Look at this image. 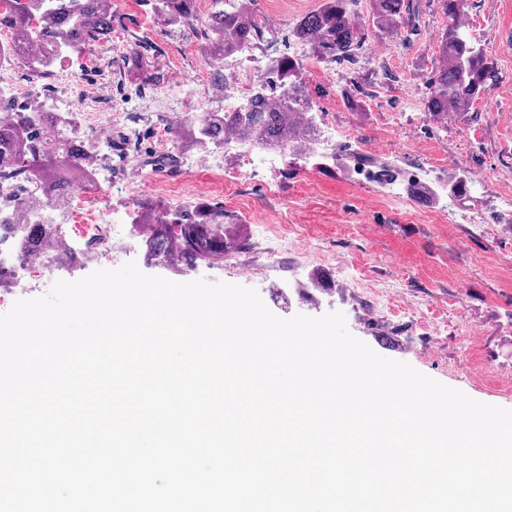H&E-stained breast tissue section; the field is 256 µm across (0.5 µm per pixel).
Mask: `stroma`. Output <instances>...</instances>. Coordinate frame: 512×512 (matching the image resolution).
I'll return each mask as SVG.
<instances>
[{
  "instance_id": "obj_1",
  "label": "stroma",
  "mask_w": 512,
  "mask_h": 512,
  "mask_svg": "<svg viewBox=\"0 0 512 512\" xmlns=\"http://www.w3.org/2000/svg\"><path fill=\"white\" fill-rule=\"evenodd\" d=\"M411 2L413 32L378 33L369 0H351L373 52L339 63L293 35L322 0H229L267 21L253 53L303 61L319 129L341 127L354 137L343 154L316 145L290 151L256 176L244 155L176 140L175 113L204 102L223 110L225 94L247 98L254 84L230 60L223 83H215L200 41L158 21L145 0H112L111 39L59 58L52 75L17 70L19 101L28 107L62 102L70 75L86 80L108 108L122 89H153L154 74L195 88L173 113L148 98L134 104L129 117L144 127L145 142L132 169L112 162L123 148L120 127L108 148L86 138L93 179L103 187L97 201L121 230L109 241L89 239L76 219L84 201L72 195L59 225L69 255L55 279L76 281L133 261L177 282L256 289L284 319L339 311L380 356L512 409V224L505 221L512 214V0H468L465 26L492 58L497 80L468 115L444 121L429 118L423 103L448 18L439 0ZM461 179L470 183L467 194L451 195ZM413 181L430 195L411 197ZM178 196L186 209L235 215L244 247L176 270L148 261L140 205L163 217ZM472 215L480 223H469ZM320 269L330 273L331 288H314Z\"/></svg>"
}]
</instances>
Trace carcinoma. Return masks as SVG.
<instances>
[{"label": "carcinoma", "mask_w": 512, "mask_h": 512, "mask_svg": "<svg viewBox=\"0 0 512 512\" xmlns=\"http://www.w3.org/2000/svg\"><path fill=\"white\" fill-rule=\"evenodd\" d=\"M164 24L202 39L206 57L222 61L263 38V28L243 7L216 11L199 29L194 24L196 0H149ZM350 0H323L321 7L305 16L294 36L335 61H353L363 47L365 31L350 13ZM466 0H442L448 27L438 37L439 64L431 78L424 103L433 119L471 111L475 100L497 78L494 62L463 32L458 14ZM373 26L380 32H398L410 13V0H371ZM11 31L6 47H0V64L20 61L35 75L47 74L68 51L77 52L89 42L107 37L112 14L103 0H0V28ZM38 45L33 52L31 47ZM284 87L287 99L276 103L273 92ZM42 108H17L0 100V178L24 175L33 195L17 194L0 199V210H38L59 206V189L75 184L83 188L92 177L85 153L75 141L47 143L40 138ZM184 128L200 146L224 145L225 136L274 150L308 149L316 141L317 128L308 95L305 67L298 59L274 61L269 80L257 85L244 106L235 112H204L184 120ZM233 223L221 208L200 207L176 215L168 222L149 224L145 244L149 256L164 261L189 258L213 262L245 246L224 225ZM22 236L16 258L36 252L52 258L61 243L52 224H1L0 243Z\"/></svg>", "instance_id": "1"}]
</instances>
